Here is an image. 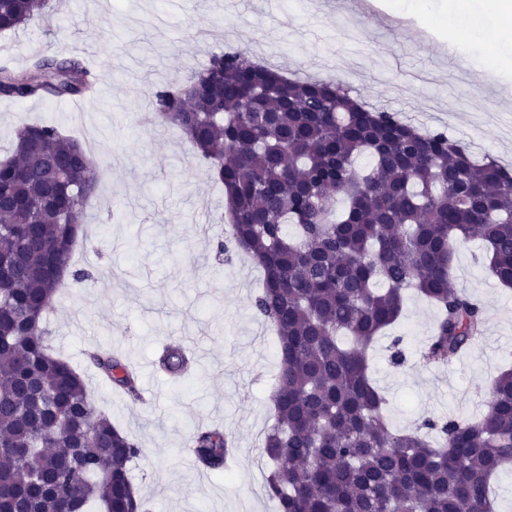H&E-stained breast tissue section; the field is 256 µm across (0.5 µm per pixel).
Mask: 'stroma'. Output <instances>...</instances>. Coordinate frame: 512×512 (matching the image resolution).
<instances>
[{
    "label": "stroma",
    "mask_w": 512,
    "mask_h": 512,
    "mask_svg": "<svg viewBox=\"0 0 512 512\" xmlns=\"http://www.w3.org/2000/svg\"><path fill=\"white\" fill-rule=\"evenodd\" d=\"M391 2L408 14L398 29L384 11L353 12L351 0H252L247 12L235 0H55L50 19L0 35V64L21 70L36 52L58 51L96 69L107 87L77 107L0 98V159L16 129L38 121L96 148L104 176L83 203L96 231L73 257L95 280L67 283L44 323L97 407L142 448L131 476L149 512H277L258 454L273 422L277 372L273 328L252 309L263 274L219 253L224 191L189 143L161 118L142 122L155 86L183 80L212 53L234 48L289 76L342 81L354 97L512 168V105L504 98L512 91V20L488 13L484 0ZM452 19L466 37L463 53L492 55L495 77L449 64L443 40ZM484 256L483 241L473 237L458 247L452 269L458 289L484 309L476 346L437 366L421 364L437 310L410 289L391 336L370 349L393 428L479 413L493 379L512 364V289L491 277ZM395 335L406 355L400 367L389 360ZM172 338L192 344L193 382L172 385L153 367ZM100 347L139 369L151 407L99 378L87 354ZM213 425L232 433L237 458L230 473L204 477L184 450L197 428Z\"/></svg>",
    "instance_id": "stroma-1"
}]
</instances>
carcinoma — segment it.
<instances>
[{"mask_svg":"<svg viewBox=\"0 0 512 512\" xmlns=\"http://www.w3.org/2000/svg\"><path fill=\"white\" fill-rule=\"evenodd\" d=\"M50 9L49 0H0V33ZM93 85L90 69L68 58L0 66L7 99L88 97ZM152 104L224 185L220 251L264 273L254 307L274 328L278 373L260 451L279 512H496L489 483L512 467V368L494 379L481 414L394 431L367 349L397 322L408 288L438 309L423 364L480 340L483 309L451 271L457 246L476 233L492 276L512 287V172L339 83L290 79L231 48L156 87ZM362 154L371 164L358 169ZM102 174L52 123L21 126L0 161V512H146L130 475L142 448L51 352L43 324L66 279L94 280L72 257L82 203ZM90 360L139 399L120 357L98 349ZM156 364L176 382L195 376L176 341ZM231 448V432L213 427L196 432L192 453L199 468L222 472Z\"/></svg>","mask_w":512,"mask_h":512,"instance_id":"1","label":"carcinoma"}]
</instances>
